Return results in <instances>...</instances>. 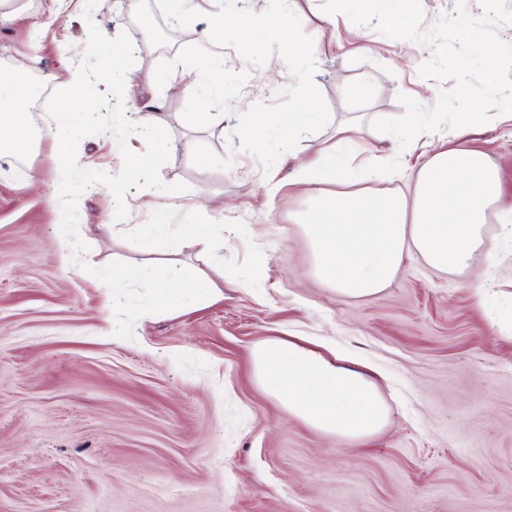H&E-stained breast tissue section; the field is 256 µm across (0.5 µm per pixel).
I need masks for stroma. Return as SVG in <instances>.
<instances>
[{"label": "stroma", "instance_id": "stroma-1", "mask_svg": "<svg viewBox=\"0 0 512 512\" xmlns=\"http://www.w3.org/2000/svg\"><path fill=\"white\" fill-rule=\"evenodd\" d=\"M323 2L296 0L293 10L320 59L325 128L271 169L241 151L230 169L200 173L193 146L230 155L238 114L256 101L276 103L289 84L276 59L254 68L228 47L222 71L196 93L125 82L127 118L161 120L182 147L160 179L186 191L130 188L120 222L105 186L78 200L88 263L187 268L210 281L216 300L142 316L129 340L106 333L110 290L59 247L56 142L35 140L30 157L0 176V512H512V236L500 224L512 207V114L422 133L399 149L372 121L402 115L401 93L432 107L453 80L420 77L427 48L344 15L319 29ZM84 3L9 0L0 64L17 68L34 55V77L67 82L59 55L85 45L92 23L113 37L128 32L136 68L155 76L195 68L212 49L201 30L217 0H189L202 17L170 27L178 47L169 52L131 25L122 0L96 8L89 22ZM51 15L56 23L46 24ZM357 84L364 96L349 95ZM190 112L209 118L189 129ZM350 122L356 165L396 157L401 170L347 180L341 192L408 195L426 155L448 146L486 153L500 168L501 199L483 236L500 263L443 272L409 252L391 283L366 298L337 295L313 277L298 221L311 187L297 171ZM77 154L113 175L123 165L108 132L82 138ZM31 170L41 177L33 186ZM160 213L180 232L171 254L138 230ZM218 217L220 261L201 252L191 231ZM272 336H300L342 365L371 369L389 408L386 428L354 445L290 416L252 370V345Z\"/></svg>", "mask_w": 512, "mask_h": 512}]
</instances>
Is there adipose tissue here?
Masks as SVG:
<instances>
[{"label":"adipose tissue","instance_id":"obj_1","mask_svg":"<svg viewBox=\"0 0 512 512\" xmlns=\"http://www.w3.org/2000/svg\"><path fill=\"white\" fill-rule=\"evenodd\" d=\"M353 141L303 166L315 186L303 229L314 277L350 297L379 293L405 253H419L438 270L496 262L483 248L486 213L500 198V169L476 149H439L421 164L412 196L379 191L335 195L328 185L350 171ZM255 378L288 413L326 435L363 443L386 426L389 411L372 377L335 364L295 336L269 337L250 350Z\"/></svg>","mask_w":512,"mask_h":512}]
</instances>
